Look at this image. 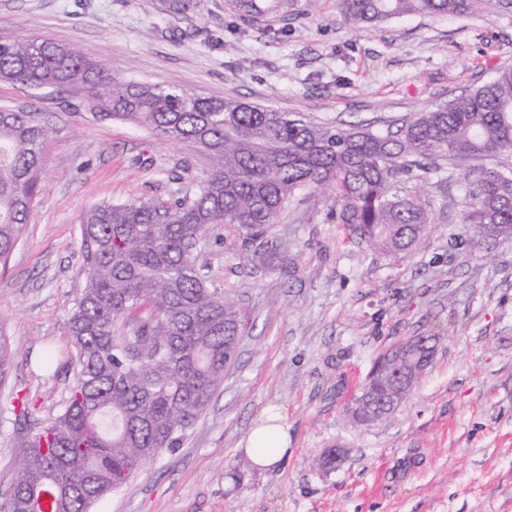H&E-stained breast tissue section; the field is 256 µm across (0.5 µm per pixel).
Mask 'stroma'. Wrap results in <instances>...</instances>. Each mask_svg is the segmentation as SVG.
<instances>
[{
  "label": "stroma",
  "mask_w": 512,
  "mask_h": 512,
  "mask_svg": "<svg viewBox=\"0 0 512 512\" xmlns=\"http://www.w3.org/2000/svg\"><path fill=\"white\" fill-rule=\"evenodd\" d=\"M196 2L172 23L158 0H0V36L45 35L152 86L376 131L512 66V0L365 27L344 23L339 0H288L287 15L254 25L230 0ZM0 107L44 112L57 128L22 240L0 271L12 345L0 379L1 500L18 479L14 405L26 399L31 422L47 423L75 381L67 321L86 279L80 214L197 191L209 160L194 141L96 120L52 88L0 82ZM432 195L437 221L422 247L395 257L348 237L328 186L297 191L268 233L287 243L293 267L251 273L244 237L224 234L200 263L242 309L237 361L181 447L93 512H512V240L470 245L461 188ZM433 335L434 361L410 399L377 425L352 423L345 404L375 360ZM272 415L288 448L262 468L249 436ZM336 446L343 461L319 468L316 457Z\"/></svg>",
  "instance_id": "obj_1"
}]
</instances>
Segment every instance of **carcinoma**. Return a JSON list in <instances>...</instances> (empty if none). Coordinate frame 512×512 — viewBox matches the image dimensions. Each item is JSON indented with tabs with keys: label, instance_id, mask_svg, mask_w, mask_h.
I'll use <instances>...</instances> for the list:
<instances>
[{
	"label": "carcinoma",
	"instance_id": "1",
	"mask_svg": "<svg viewBox=\"0 0 512 512\" xmlns=\"http://www.w3.org/2000/svg\"><path fill=\"white\" fill-rule=\"evenodd\" d=\"M485 0H342L347 24L409 15H456ZM256 21L284 0H236ZM178 0L160 13L179 20ZM0 80L80 97L101 120L167 141L198 143L210 170L191 197L105 203L80 218L86 281L68 319L76 379L59 413L12 464L19 479L0 512H90L162 451L181 445L238 357L240 310L207 285L198 256L238 232L249 266L274 272L288 250L267 239L290 197L333 187L349 235L376 252L415 250L436 223L424 186L459 180L464 230L512 240V67L473 94L420 113L397 130L323 126L236 98L198 97L136 83L73 45L0 36ZM54 127L39 112L0 108V265L21 241L40 192ZM493 156V167L483 159Z\"/></svg>",
	"mask_w": 512,
	"mask_h": 512
}]
</instances>
